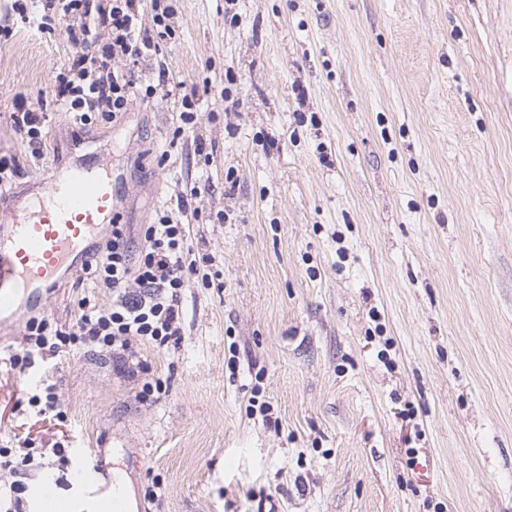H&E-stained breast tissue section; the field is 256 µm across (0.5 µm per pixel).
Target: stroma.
I'll return each mask as SVG.
<instances>
[{
	"label": "stroma",
	"instance_id": "35a3bbf8",
	"mask_svg": "<svg viewBox=\"0 0 512 512\" xmlns=\"http://www.w3.org/2000/svg\"><path fill=\"white\" fill-rule=\"evenodd\" d=\"M172 5L177 88L79 128L63 27L0 0V203L98 161L135 237L198 183L189 257L222 282L186 288L178 343L139 346L160 399L109 354L0 373V434L41 451L23 482L80 502L99 447L136 512H512V0H235L234 26L224 0ZM85 296L112 300L72 276L31 313L68 329ZM45 378L64 420L27 404ZM14 128L23 138H25L32 153L38 154L42 144V128L44 122L34 112H18L13 113Z\"/></svg>",
	"mask_w": 512,
	"mask_h": 512
}]
</instances>
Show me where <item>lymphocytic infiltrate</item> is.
Masks as SVG:
<instances>
[{
    "label": "lymphocytic infiltrate",
    "instance_id": "1",
    "mask_svg": "<svg viewBox=\"0 0 512 512\" xmlns=\"http://www.w3.org/2000/svg\"><path fill=\"white\" fill-rule=\"evenodd\" d=\"M44 14L64 24L80 51L56 76V95L74 123L90 124L93 115L114 116L126 111L137 95L152 96L167 86L168 72L156 69L151 84L139 81L143 63L156 59L161 44L174 34L173 10L164 0H39ZM152 27H144L143 15ZM200 192L187 187L176 212H160L143 225L141 246H133L125 225L112 227L103 250L93 253L83 271L94 287L111 292V305L84 297L71 330L44 317H31L22 352L10 356V367L22 372L47 362L65 348L90 347L101 353L135 358L136 346L162 349L181 336L183 290L198 274L187 261L190 230L181 216Z\"/></svg>",
    "mask_w": 512,
    "mask_h": 512
}]
</instances>
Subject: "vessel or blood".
Segmentation results:
<instances>
[{
  "label": "vessel or blood",
  "mask_w": 512,
  "mask_h": 512,
  "mask_svg": "<svg viewBox=\"0 0 512 512\" xmlns=\"http://www.w3.org/2000/svg\"><path fill=\"white\" fill-rule=\"evenodd\" d=\"M43 205L0 218V322L18 320L58 280L77 273L95 240L111 234L118 190L111 173L87 164L41 179ZM91 489V512H130L129 501L94 454L76 466Z\"/></svg>",
  "instance_id": "b4317fda"
}]
</instances>
